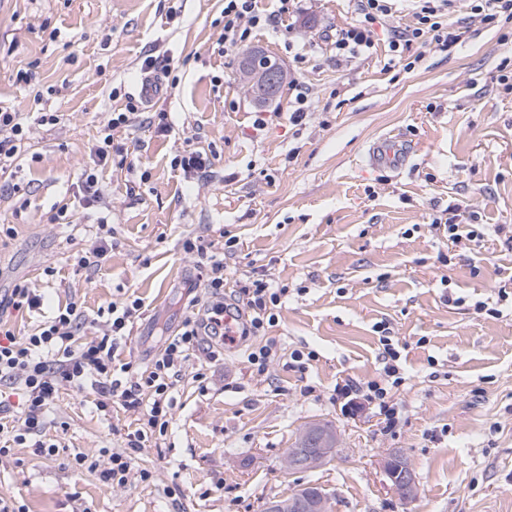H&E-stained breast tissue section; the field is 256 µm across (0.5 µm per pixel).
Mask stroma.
<instances>
[{
	"instance_id": "obj_1",
	"label": "stroma",
	"mask_w": 512,
	"mask_h": 512,
	"mask_svg": "<svg viewBox=\"0 0 512 512\" xmlns=\"http://www.w3.org/2000/svg\"><path fill=\"white\" fill-rule=\"evenodd\" d=\"M295 4L253 31V46L288 71L277 98L259 106L239 81L241 49L224 40V0H0V104L34 122L59 116L35 123L0 175V224L15 228L0 238V285L21 279L44 297L9 314L17 334L69 301L94 319L138 296L144 311L117 357L147 367L208 298L203 269L182 249L188 236L218 250L236 237L228 276L264 274L288 289L266 335L225 346L220 362L191 356L166 433L140 453L151 482L112 486L72 467L76 453L123 449L139 414L102 412L92 389H63L44 428L59 453L18 446L0 457V497L26 512H263L308 483L329 493L333 512H512V91L498 81L512 38L474 21L466 0H448L460 42L426 44L406 71L389 63L388 42L412 22L409 0L375 24L373 49L341 60L334 42L357 22L356 0ZM150 55L176 81L151 106L173 130L159 137L137 119L120 132L128 165L97 169L104 199L84 207L97 133L136 97ZM300 89L310 108L296 126L288 114ZM260 113L268 124L258 130ZM396 134L414 148L410 165H367L368 145ZM188 143L214 155L207 178L173 166ZM457 204L483 232L463 250L431 227ZM103 216L112 250L80 269L74 258ZM478 301L501 316L475 313ZM381 324L411 377L392 433L372 407L343 411L334 392L345 378L379 379ZM257 343L276 352L262 373L247 360ZM295 350L316 356L299 369ZM313 421L335 427V458L284 473L286 448ZM393 450L415 469L413 500L382 472Z\"/></svg>"
}]
</instances>
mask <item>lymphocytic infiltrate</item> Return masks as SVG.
<instances>
[{
	"instance_id": "lymphocytic-infiltrate-1",
	"label": "lymphocytic infiltrate",
	"mask_w": 512,
	"mask_h": 512,
	"mask_svg": "<svg viewBox=\"0 0 512 512\" xmlns=\"http://www.w3.org/2000/svg\"><path fill=\"white\" fill-rule=\"evenodd\" d=\"M293 0H279L278 13L263 14L256 0H224V39L230 46L248 44L255 28L272 27L278 14L289 13ZM361 19L358 24L341 31L336 37L339 56H356L374 45L375 22L391 15L394 0H358ZM413 21L394 31L392 52L411 50L413 45L435 43L443 51L454 47L460 35L448 21V0H414ZM137 106L127 103L125 111L111 113L99 131L94 154L100 166L110 164L123 167V149L115 145L114 136L129 127ZM31 138V126L21 113L0 106V171L11 166L13 158ZM186 254L199 258L206 271V286L211 301L204 317L186 318L177 333L168 339L165 347L152 359L146 369L132 363L115 365L114 351L126 336L132 317L143 302L129 300L124 306H110L109 317L102 335L79 341L77 332L85 315L77 302L58 308L51 320L35 333L17 336L14 329L0 323V452L8 453L11 445L33 441L39 454L53 456L57 444L39 440L45 417L60 398L63 387L77 390L85 384L96 386V407L105 410L112 404L138 411L143 426L129 434L124 450L113 452L107 462L84 453L72 458L74 468L93 473L100 480L127 485L131 474L141 481H149L152 472L138 467L136 455L149 438L164 432L168 425V410L174 390L186 361L199 347L203 337L224 338L227 329L225 314L236 320L235 331L241 336L264 335L274 326L276 308L286 295V288L276 286L264 277H256L240 286L246 298L244 307L224 303V260L208 254L199 240L188 238L182 244ZM382 378L359 382L344 380L337 385L336 394L344 401V409L354 411L363 405L373 406L384 415L386 423H394L397 407L392 401L393 391L407 382L401 361L399 342L389 334H382Z\"/></svg>"
}]
</instances>
